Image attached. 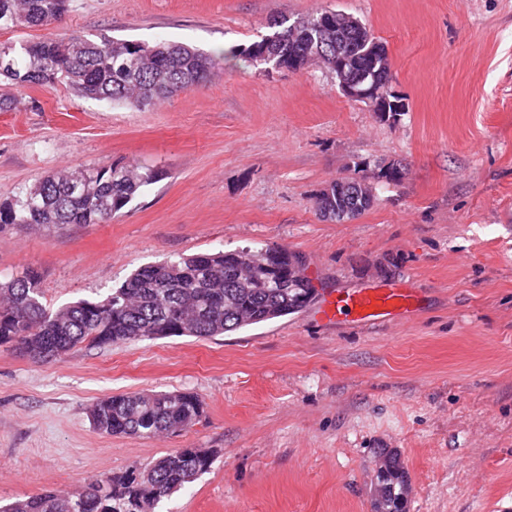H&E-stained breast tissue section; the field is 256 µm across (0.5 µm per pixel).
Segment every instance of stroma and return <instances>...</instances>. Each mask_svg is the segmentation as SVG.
I'll return each mask as SVG.
<instances>
[{
    "label": "stroma",
    "mask_w": 512,
    "mask_h": 512,
    "mask_svg": "<svg viewBox=\"0 0 512 512\" xmlns=\"http://www.w3.org/2000/svg\"><path fill=\"white\" fill-rule=\"evenodd\" d=\"M322 9L385 43L408 104L397 120L322 64L237 56L271 20ZM60 29L178 41L215 65L145 110L0 82L18 103L0 112V199L81 166L159 174L105 223L1 229L0 278L35 272L56 309L147 264L275 246L317 297L221 336L84 342L50 361L0 346V505L202 448L209 470L155 512H373L387 448L409 474L408 512H512V0H71ZM392 162L396 183L381 176ZM340 178L375 195L343 224L316 207ZM369 287L414 289L413 320H320L324 301ZM184 390L204 413L180 433L90 421L111 394Z\"/></svg>",
    "instance_id": "35a3bbf8"
}]
</instances>
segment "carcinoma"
Returning a JSON list of instances; mask_svg holds the SVG:
<instances>
[{
  "mask_svg": "<svg viewBox=\"0 0 512 512\" xmlns=\"http://www.w3.org/2000/svg\"><path fill=\"white\" fill-rule=\"evenodd\" d=\"M70 0H0V29L59 25ZM328 11L291 21L276 20L260 40L239 50L252 63L281 68L306 58L334 64L341 58L369 82L391 77L388 52L370 30L352 19L336 35ZM214 60L189 45L161 39L150 46L101 34L0 43V80L21 89L57 83L77 94L138 109L205 82ZM155 175L131 162H112L45 176L0 202V228L37 227L45 232L69 224H102L128 205ZM373 202L372 186L341 178L317 197L322 217L353 220ZM287 250L266 247L178 256L143 266L110 293L52 310L41 300L37 275L0 279V345L20 350L40 345L70 351L79 343L112 345L172 336L204 338L301 310L316 297L311 281L297 273ZM203 413L191 391L124 393L91 408L95 429L108 435L154 436L185 431ZM212 452L190 448L107 479L59 493L17 499L0 512H152L163 498L193 482L212 464ZM409 476L400 455H378L373 512H406Z\"/></svg>",
  "mask_w": 512,
  "mask_h": 512,
  "instance_id": "carcinoma-1",
  "label": "carcinoma"
}]
</instances>
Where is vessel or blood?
<instances>
[{
    "label": "vessel or blood",
    "instance_id": "b4317fda",
    "mask_svg": "<svg viewBox=\"0 0 512 512\" xmlns=\"http://www.w3.org/2000/svg\"><path fill=\"white\" fill-rule=\"evenodd\" d=\"M412 289L362 288L340 294L323 309L324 318H345L355 322H368L389 315L413 312L416 304Z\"/></svg>",
    "mask_w": 512,
    "mask_h": 512
}]
</instances>
